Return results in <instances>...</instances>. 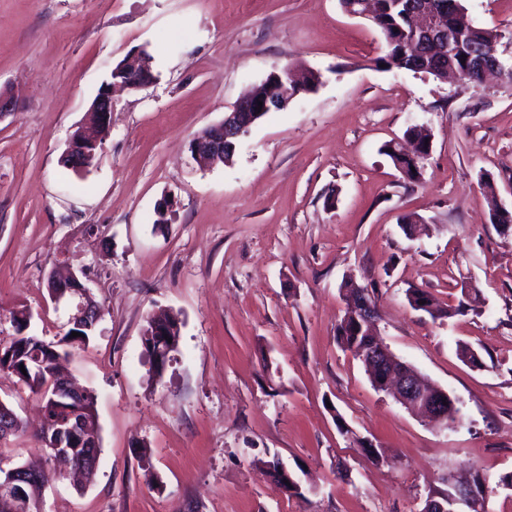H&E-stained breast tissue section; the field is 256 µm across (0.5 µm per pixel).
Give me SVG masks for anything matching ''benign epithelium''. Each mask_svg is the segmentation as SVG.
Segmentation results:
<instances>
[{"instance_id":"obj_1","label":"benign epithelium","mask_w":512,"mask_h":512,"mask_svg":"<svg viewBox=\"0 0 512 512\" xmlns=\"http://www.w3.org/2000/svg\"><path fill=\"white\" fill-rule=\"evenodd\" d=\"M411 28L407 31L406 51L409 54L417 53L421 45L430 47L433 56L428 70L440 77L450 75V70L444 62L457 54L466 55L474 60L481 75L502 72V64L495 58L483 57L475 52L473 46L463 42L454 31L448 29V14L452 13L462 17L463 8L460 0H422L416 4L409 2ZM118 73L121 79L102 87L90 107V127L87 130H77L69 142L64 154L66 159H75L77 153L86 156L95 154L102 148V141L106 140L104 132L111 131L112 94L111 86H120L130 90L145 88L153 83L154 74L151 60L139 52L119 63ZM282 80V74L272 71L264 81V85L252 93L241 98L231 109L224 114V121L215 128L202 131L191 142L190 149L193 156L205 162L219 157H225V143L230 139L244 136L252 126L256 125L265 113L271 111L270 97L264 86ZM416 130L420 135L411 139L412 148L400 140L393 141L395 152L409 157L414 161L425 160L432 151V145L425 144L431 136L418 126ZM348 308L359 315L357 323L365 335L373 336V322L376 318V308L369 296L368 290L358 288L348 292ZM91 296L90 289L77 274L70 272L66 278H51L50 300L55 307H64L68 312V323L78 327H85L91 322L85 306L86 299ZM176 328L172 327L164 318L158 319L152 332L143 334L142 344L154 363L155 374L164 370V360L176 349L175 343L168 342ZM362 361L370 369L378 368L384 375L375 381L380 390L390 392L394 398L407 409L417 411L433 422H439L448 415L447 391L430 387L425 389L426 381L422 374L414 367L404 362L383 346L380 340H375L368 349L362 351ZM275 486L290 493V484L294 483L290 472L279 463L268 464ZM32 480L26 466L17 464L9 469L0 470V496L14 502L23 497V485Z\"/></svg>"}]
</instances>
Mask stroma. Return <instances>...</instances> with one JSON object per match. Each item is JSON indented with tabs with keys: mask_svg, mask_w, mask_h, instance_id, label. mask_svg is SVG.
<instances>
[{
	"mask_svg": "<svg viewBox=\"0 0 512 512\" xmlns=\"http://www.w3.org/2000/svg\"><path fill=\"white\" fill-rule=\"evenodd\" d=\"M512 56V0H462ZM154 56V82L113 97L90 172L67 140L112 69ZM384 40L339 0H0V338L13 312L58 341L66 313L48 277L86 271L100 310L65 368L96 395L101 452L75 489L45 465L46 512H421L448 471L478 466L488 512H512V235L490 220L481 176L512 210V81L479 87L382 65ZM320 85L268 113L231 162L189 145L274 69ZM426 127L432 152L404 180L383 146ZM174 196L167 223L158 203ZM413 214L427 228L406 234ZM367 288L383 343L461 407L434 426L375 389L336 340L342 284ZM478 311L432 318L409 290ZM182 321L155 377L149 316ZM466 343L481 356L457 357ZM0 401L29 427L40 401L0 375ZM280 461L302 496L279 492ZM412 294L415 295V296H418V297H424V296H427L428 298H424L428 301L429 304H432L434 305V308H435V311L438 313V316H447L448 317L450 315H452L453 313L456 312H465V311H468V310H476L477 308H479L482 304H483V300H482V297H481V292L478 288H472L471 290L469 291H465V288H462V291H461V294H462V298L461 300L459 301V304L457 306V308L455 309H448V310H443L441 308H439L434 302H433V299L431 298L430 294L423 291V290H420V289H414L412 290ZM427 303L425 304H420L419 306L416 305L414 303L415 306L417 307H423V308H426V309H432V306L429 305Z\"/></svg>",
	"mask_w": 512,
	"mask_h": 512,
	"instance_id": "stroma-1",
	"label": "stroma"
}]
</instances>
